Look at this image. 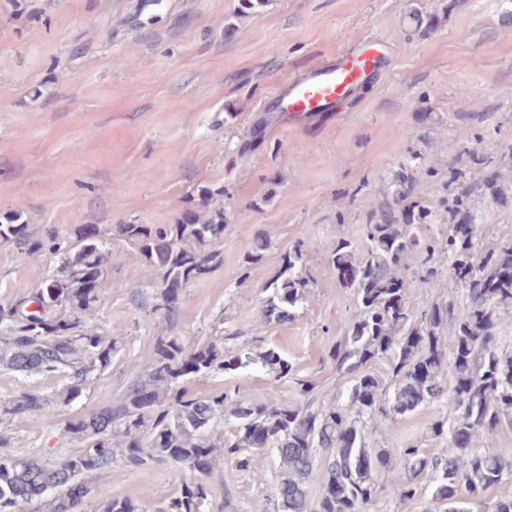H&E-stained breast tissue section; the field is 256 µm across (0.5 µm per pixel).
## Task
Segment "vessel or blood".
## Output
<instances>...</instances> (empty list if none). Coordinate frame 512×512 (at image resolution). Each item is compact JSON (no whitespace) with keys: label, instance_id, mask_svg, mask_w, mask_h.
<instances>
[{"label":"vessel or blood","instance_id":"obj_1","mask_svg":"<svg viewBox=\"0 0 512 512\" xmlns=\"http://www.w3.org/2000/svg\"><path fill=\"white\" fill-rule=\"evenodd\" d=\"M379 68L378 59L361 54L314 66L306 74L287 80L273 97V111L289 122L301 123L320 113L334 111Z\"/></svg>","mask_w":512,"mask_h":512}]
</instances>
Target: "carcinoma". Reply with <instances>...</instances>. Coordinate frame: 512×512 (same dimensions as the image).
Returning <instances> with one entry per match:
<instances>
[{
    "instance_id": "1",
    "label": "carcinoma",
    "mask_w": 512,
    "mask_h": 512,
    "mask_svg": "<svg viewBox=\"0 0 512 512\" xmlns=\"http://www.w3.org/2000/svg\"><path fill=\"white\" fill-rule=\"evenodd\" d=\"M448 208L469 215V221L448 225L443 241L422 235L416 224L385 223L365 225L369 247L359 257L350 243L336 242L331 262L342 285L354 289L358 305L354 321L329 350L345 392L329 397L325 386L295 378L292 396L276 393L259 403L229 401L222 394L188 396L177 385L193 375L260 365L283 378L292 367L271 349L234 350L216 343L188 349L175 339L162 340L124 399L68 422L83 443L77 452L58 465L23 457L0 460V512H78L90 480L111 466L118 452L133 467L156 456L174 464L178 496L157 512H206V477L219 456L235 458L238 471L258 472L268 451L277 460L273 493L281 512H370L381 490L378 476L392 465L391 444L403 473L390 493L400 503L415 504L420 480L428 476L439 512H483L487 506L490 512H512V493L486 496L512 482V459L488 450L500 430L512 428V351L502 350L500 335L502 313L512 310V245L476 248L474 188L456 191ZM20 218L17 211L0 215L1 239L20 236ZM118 233L160 269L167 308L176 290L205 274L217 258L212 245L224 237V218L121 224ZM24 246L27 255H60L61 267L29 299L0 306V367L27 375L67 374L62 401L68 405L92 374L111 366L116 350V342L84 324L105 294L104 256L87 228L74 242L50 231ZM442 256L448 258V280L461 288L467 305L446 348L439 332L451 318V305L416 309L399 275L414 263L422 269L419 284H426L437 276ZM301 260L297 249L286 254L281 271L266 284V319L286 321L303 302L308 278ZM29 303L37 310H26ZM379 361L391 372L389 394L372 370ZM428 402L448 403L449 429L440 421L432 427L437 436L447 434L448 448L430 455L412 444L401 447L391 426L390 444L369 446L364 421L390 424ZM51 405L39 393L24 392L0 411L52 417ZM226 419L234 423L229 441L218 432ZM55 489L59 493L49 496ZM99 512H148V507L123 497L105 502Z\"/></svg>"
}]
</instances>
